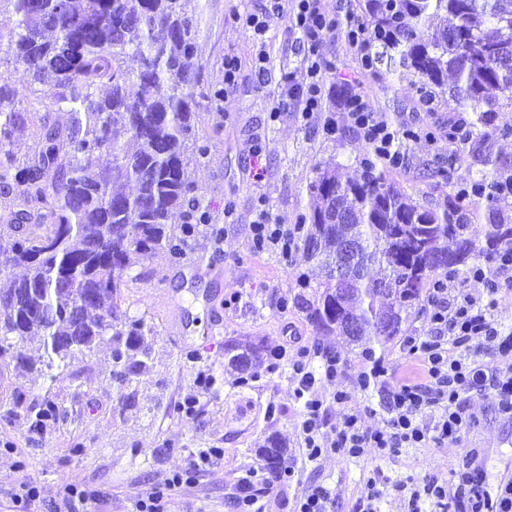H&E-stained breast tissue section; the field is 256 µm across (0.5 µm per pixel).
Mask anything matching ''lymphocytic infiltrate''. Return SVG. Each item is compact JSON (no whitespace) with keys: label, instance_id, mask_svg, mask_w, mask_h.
<instances>
[{"label":"lymphocytic infiltrate","instance_id":"1","mask_svg":"<svg viewBox=\"0 0 512 512\" xmlns=\"http://www.w3.org/2000/svg\"><path fill=\"white\" fill-rule=\"evenodd\" d=\"M291 19L312 54L333 28L318 0H295ZM349 119L352 127L381 155L391 161L397 159L393 131L382 116L360 100L352 106ZM468 277L485 284L484 300L464 292L465 278L435 283L428 300L429 334L408 340L410 350L421 356L422 370L417 377L395 384L387 381L385 370L375 365L359 378V387L378 388L387 415L382 430L363 429L361 417L353 409L347 410L340 427H328L327 402L346 403L347 395L337 393L329 400L314 395L315 374L306 362L294 363L297 392L305 397L300 429L308 460H318L330 452L359 458L369 448L378 449L385 456L401 448L459 439L470 420L465 409L466 396L487 383L492 385L500 404L512 410V336L505 334L492 317L497 294L501 288L512 287V250L500 251L493 267L473 266ZM482 354L499 357L501 367L485 373L478 362ZM432 412L437 413L438 419L431 425L426 417ZM457 477L458 485L453 490L436 480L412 488V512H421L420 502L424 499L437 512H446L455 498L466 499L469 512H512V481L500 484L496 492L486 490L477 456H470L463 463Z\"/></svg>","mask_w":512,"mask_h":512}]
</instances>
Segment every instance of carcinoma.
I'll list each match as a JSON object with an SVG mask.
<instances>
[{
  "mask_svg": "<svg viewBox=\"0 0 512 512\" xmlns=\"http://www.w3.org/2000/svg\"><path fill=\"white\" fill-rule=\"evenodd\" d=\"M374 20L373 66L391 65L419 76L418 92L430 101L453 78L468 134L508 137L492 127L501 106L491 92L512 101V0H364ZM17 16L8 50L23 74L60 89L57 103L70 114L65 125H43L41 149L19 162L5 149L25 119L5 111L12 91L0 86V194L25 208L0 225V275H24L0 284V355L29 365L32 356L9 341L38 338V357L53 366L70 355L112 343V384L132 386L151 349L144 324L121 308L123 274L135 257L170 249L173 224L187 217L194 186L187 154L197 145L201 121L194 87V15L187 0H0ZM133 55L138 68H122ZM65 169L55 167L60 153ZM111 162L100 164L102 153ZM485 169L448 198L440 211L425 208L396 186L390 165L372 149L358 177L343 181L331 166L309 186L302 217L304 250L327 270L314 297L294 304L322 334L373 356L400 335L419 305L428 280L456 274L468 263L490 260L512 248V225L496 219L498 192L508 169L491 153ZM488 210L485 244L468 234ZM38 221L31 222L32 214ZM450 241L454 248L440 246ZM272 356L261 339L224 341V359L245 386ZM35 424L56 415L45 399L30 404ZM265 484L278 483L287 444L274 433L259 449Z\"/></svg>",
  "mask_w": 512,
  "mask_h": 512,
  "instance_id": "carcinoma-1",
  "label": "carcinoma"
}]
</instances>
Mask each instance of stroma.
<instances>
[{"label":"stroma","instance_id":"35a3bbf8","mask_svg":"<svg viewBox=\"0 0 512 512\" xmlns=\"http://www.w3.org/2000/svg\"><path fill=\"white\" fill-rule=\"evenodd\" d=\"M322 5L335 16L336 28L317 51L322 108L306 120L293 102L281 112L273 110L282 75L297 86L310 80L307 50L287 14L271 11L268 0H190L197 20L195 99L203 116L197 136L206 148L193 166L192 180L195 205L205 220L195 224L192 245L180 256L160 250L136 260L124 274L121 306L143 320L153 348L149 371L133 383L137 406L126 409L125 390L110 380L108 345L75 354L62 369L39 363L28 368L0 358V512H15L14 496L25 484L39 490L31 512H67L72 487L91 493L92 512H134L139 495L206 448L223 449L224 455L174 492L167 510L233 512L241 482L259 466L258 450L273 433L287 440L288 462L296 466L298 479L272 487L255 481L263 512H293L296 498L315 485L328 489L331 512H358L368 479L392 487L407 480L448 482L451 465L471 449L484 455L486 486L512 477V418L500 415L497 396L488 387L469 394L472 422L460 440L402 448L385 458L370 448L358 459L329 453L311 462L302 451L303 400L289 360L303 356L317 365L323 352L336 353V379L321 381L318 393L348 392L351 406L372 430L383 427L385 414L376 388L358 386L371 361L336 337L318 333L293 304L300 274L315 284L323 280L302 244L286 255L276 248H254L252 224L259 209H266L270 223L294 227L307 212L308 186L319 168L333 165L344 180L358 175L366 144L351 129L341 103L340 92L348 85L393 125L416 131V138L402 142L404 162L391 176L418 204L442 209L447 194L468 174L452 162L456 144L426 135L457 119L454 99L446 94L433 109L420 106L417 76L394 73L383 64L365 65L351 44L347 22L356 0H322ZM251 13L263 15L264 35L236 23V15ZM229 55L238 59L231 85L224 82ZM3 83L14 90L12 108L26 115L8 146L23 161L39 151L44 121L63 124L68 115L56 104V89L24 76L0 44ZM439 159L449 163L444 185L430 176ZM215 231L224 235L217 255L210 249ZM202 256L221 266V278H195L187 263ZM214 308L224 314L216 334L210 325ZM179 322L185 327L180 335L175 332ZM402 329L382 353L393 380L416 374L419 357L409 352L405 339L427 335L426 314L412 315ZM238 336L261 338L269 349L285 350L286 357L256 382L240 386L224 369V341ZM202 372L211 378L209 388L199 384ZM44 397L58 412L37 429L29 405ZM189 403L194 409L188 414Z\"/></svg>","mask_w":512,"mask_h":512}]
</instances>
